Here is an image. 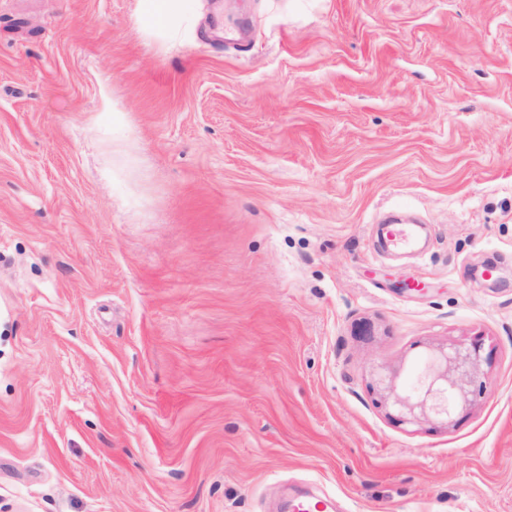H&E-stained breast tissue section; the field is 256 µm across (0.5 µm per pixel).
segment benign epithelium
<instances>
[{
  "label": "benign epithelium",
  "instance_id": "1",
  "mask_svg": "<svg viewBox=\"0 0 512 512\" xmlns=\"http://www.w3.org/2000/svg\"><path fill=\"white\" fill-rule=\"evenodd\" d=\"M490 356L476 339L436 350L429 358L419 386L398 388L393 379L380 378L385 400L394 410L391 418L400 424L430 418L451 421L453 415L472 405L483 394L489 379Z\"/></svg>",
  "mask_w": 512,
  "mask_h": 512
}]
</instances>
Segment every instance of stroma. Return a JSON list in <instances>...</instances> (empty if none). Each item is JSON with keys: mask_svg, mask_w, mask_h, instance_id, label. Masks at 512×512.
Instances as JSON below:
<instances>
[{"mask_svg": "<svg viewBox=\"0 0 512 512\" xmlns=\"http://www.w3.org/2000/svg\"><path fill=\"white\" fill-rule=\"evenodd\" d=\"M139 3L0 0V512H512V0ZM190 0H141L138 26L147 32L173 28L187 14ZM490 368L491 358L483 355V343L476 339L436 350L420 376L418 387L398 389L393 379L383 377L379 384L395 412L390 416L399 424L430 418L448 423L456 412L463 411L483 394Z\"/></svg>", "mask_w": 512, "mask_h": 512, "instance_id": "1", "label": "stroma"}]
</instances>
